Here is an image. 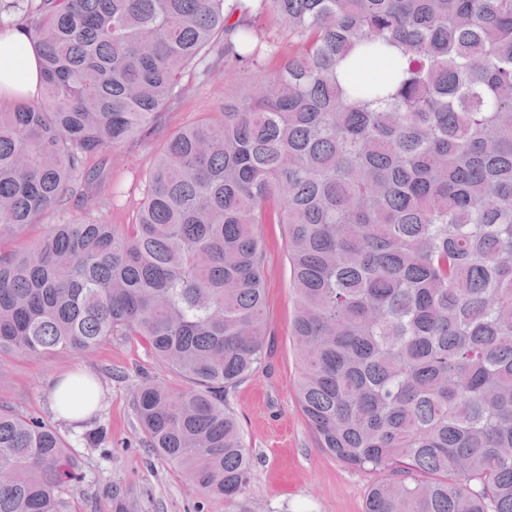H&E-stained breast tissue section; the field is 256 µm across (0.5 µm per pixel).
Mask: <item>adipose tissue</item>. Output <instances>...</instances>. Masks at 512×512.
Instances as JSON below:
<instances>
[{"label":"adipose tissue","mask_w":512,"mask_h":512,"mask_svg":"<svg viewBox=\"0 0 512 512\" xmlns=\"http://www.w3.org/2000/svg\"><path fill=\"white\" fill-rule=\"evenodd\" d=\"M39 96V63L25 28L0 29V103H30Z\"/></svg>","instance_id":"obj_1"}]
</instances>
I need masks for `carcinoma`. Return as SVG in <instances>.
<instances>
[{
    "mask_svg": "<svg viewBox=\"0 0 512 512\" xmlns=\"http://www.w3.org/2000/svg\"><path fill=\"white\" fill-rule=\"evenodd\" d=\"M14 8L43 83L0 109V354L139 338L187 383L136 393L154 453L234 503L252 461L224 393L265 359L259 228L282 224L301 407L322 450L387 474L365 512H512V0ZM211 56L257 76L169 136L134 223L3 250ZM78 479L55 429L0 409V512H63Z\"/></svg>",
    "mask_w": 512,
    "mask_h": 512,
    "instance_id": "carcinoma-1",
    "label": "carcinoma"
}]
</instances>
